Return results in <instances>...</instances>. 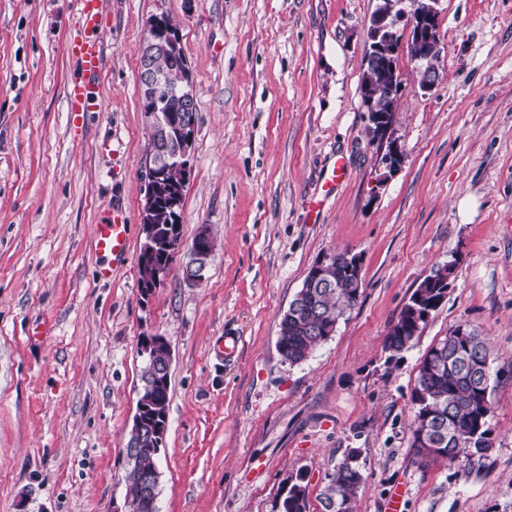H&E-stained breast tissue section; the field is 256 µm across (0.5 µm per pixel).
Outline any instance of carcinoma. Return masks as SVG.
Listing matches in <instances>:
<instances>
[{"label": "carcinoma", "mask_w": 512, "mask_h": 512, "mask_svg": "<svg viewBox=\"0 0 512 512\" xmlns=\"http://www.w3.org/2000/svg\"><path fill=\"white\" fill-rule=\"evenodd\" d=\"M153 69L162 85L157 98L148 100L142 93V100L168 118L170 135L163 140L152 136L151 158L158 153H191L192 145L184 144L181 131L183 111L180 96L168 83V76L187 66L183 50L169 56H157L152 62ZM361 97L376 95L382 98L381 73L366 67L365 77L360 86ZM183 172L174 166L154 169L148 179L145 195H155L156 210L153 215L156 232L152 243L154 258L159 263L170 265L175 254L171 250L174 241L181 237V210L185 195ZM345 252H337L321 268H310L302 288L291 301L279 322L276 342L280 356L290 362L299 363L334 333L339 319L357 301L361 278L350 269L344 259ZM138 270L140 291L149 295L155 288L153 268L139 253ZM446 286L431 276L426 277L412 293L420 303L409 300L400 310L397 320L387 336V348L399 353L412 344L421 319L420 308L432 305L439 307L445 295ZM467 335H459V329L452 330L438 344L431 347L419 369L417 386L412 402L414 410L413 441L421 433L429 435L431 441L446 440L441 459L450 464L469 465L475 458L482 457L490 448L489 419L492 403L489 398L491 382L498 380L501 370L494 369L493 353L487 337L474 328L465 327ZM165 350L146 353L142 373L143 387L138 401L144 402L143 432H129L126 448L133 455L127 461L123 480L126 485L125 507L127 512H153L154 496L146 492L142 478L157 472V444L150 437L154 421L167 417L169 406L170 372L166 366ZM434 411L430 420L423 418L424 411ZM288 495L281 502L280 512H308L307 487L303 477L290 478ZM362 482L358 466L348 458L340 461L325 487L322 497L323 512H355L356 489Z\"/></svg>", "instance_id": "cac0c4a2"}]
</instances>
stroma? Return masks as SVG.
Here are the masks:
<instances>
[{
	"instance_id": "1",
	"label": "stroma",
	"mask_w": 512,
	"mask_h": 512,
	"mask_svg": "<svg viewBox=\"0 0 512 512\" xmlns=\"http://www.w3.org/2000/svg\"><path fill=\"white\" fill-rule=\"evenodd\" d=\"M378 0H106L103 109L67 110L78 0H0V512H110L142 387L140 340L171 349L160 512H274L304 474L309 512L354 456L356 512H512V0H441L442 78L403 88L385 175L360 84ZM175 22L197 126L180 250L139 288L150 127L140 56L150 18ZM347 177L318 222L324 169ZM129 254L96 278L94 228L112 208ZM216 250L183 268L200 228ZM348 250L360 295L303 362L277 351L309 269ZM453 264L448 294L411 347L386 338L418 284ZM482 332L502 374L491 446L467 469L420 465L411 398L427 351ZM241 338L231 360L213 347ZM346 177V172L343 164L339 162V160H336L333 165L330 168H327L324 176H323V188H324V195L322 198L316 197L311 199L308 202V215L311 217L310 220L312 222H316L324 199L334 190L336 189L337 181H342L343 178Z\"/></svg>"
}]
</instances>
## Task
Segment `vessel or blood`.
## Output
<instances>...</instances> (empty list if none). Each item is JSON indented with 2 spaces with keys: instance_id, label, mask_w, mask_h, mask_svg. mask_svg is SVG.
Here are the masks:
<instances>
[{
  "instance_id": "vessel-or-blood-1",
  "label": "vessel or blood",
  "mask_w": 512,
  "mask_h": 512,
  "mask_svg": "<svg viewBox=\"0 0 512 512\" xmlns=\"http://www.w3.org/2000/svg\"><path fill=\"white\" fill-rule=\"evenodd\" d=\"M102 0H80V18L84 33L71 42L68 52L79 66V74L67 87L71 111L97 112L102 108L98 92V73L101 69ZM96 250L100 262L96 274L109 279L112 265L125 259L129 252L127 218L115 210L95 226Z\"/></svg>"
}]
</instances>
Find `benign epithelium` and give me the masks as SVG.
Wrapping results in <instances>:
<instances>
[{"instance_id": "7a95c632", "label": "benign epithelium", "mask_w": 512, "mask_h": 512, "mask_svg": "<svg viewBox=\"0 0 512 512\" xmlns=\"http://www.w3.org/2000/svg\"><path fill=\"white\" fill-rule=\"evenodd\" d=\"M409 5L400 8L397 15L384 10L377 12L371 20V40L376 42V54L368 56L372 63H377L382 56L398 57L403 50L416 45L419 53L412 57L423 67L426 74L421 88L425 91L436 85L440 79L439 62L441 58V38L439 25L440 0H401ZM177 48L174 32L165 28L161 15L154 16L148 27V36L141 53L140 83L157 93V80L153 72L152 61L158 55H164ZM180 89L187 109L194 108L192 76L186 69L179 74ZM369 126L375 140L385 144L386 150L381 156V163L392 174L403 164V153L392 139V123L382 105L371 98L367 101ZM209 234L202 229L194 238L191 246V260L184 269V279L189 283L199 281L196 269L205 268L212 256L208 248Z\"/></svg>"}]
</instances>
